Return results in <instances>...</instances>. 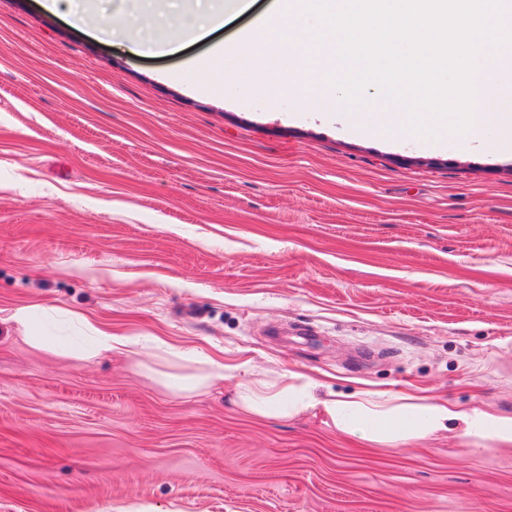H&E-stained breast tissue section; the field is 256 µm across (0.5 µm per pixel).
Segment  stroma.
Segmentation results:
<instances>
[{"mask_svg": "<svg viewBox=\"0 0 512 512\" xmlns=\"http://www.w3.org/2000/svg\"><path fill=\"white\" fill-rule=\"evenodd\" d=\"M134 54L41 0H0V512H512V446L450 430L380 448L258 419L245 375L512 414V157L382 139L223 62ZM134 336L136 356L32 347L19 308ZM222 359L176 392L157 341ZM197 362L206 366L201 374L196 376L178 377L171 373H163L158 377L159 384L165 387L181 390L182 387L178 382L183 381L184 389L188 391H200L223 382L224 369L226 368L224 366V362H219L213 359H202Z\"/></svg>", "mask_w": 512, "mask_h": 512, "instance_id": "35a3bbf8", "label": "stroma"}]
</instances>
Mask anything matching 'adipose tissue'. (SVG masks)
<instances>
[{"mask_svg":"<svg viewBox=\"0 0 512 512\" xmlns=\"http://www.w3.org/2000/svg\"><path fill=\"white\" fill-rule=\"evenodd\" d=\"M94 2L83 0L85 8L77 15V22L92 21L97 30L112 33L133 53L148 46L158 53L177 51L181 42L205 38L222 29L226 18L247 13L254 6V0H193L184 7L183 18L171 25L161 23L153 0H146L139 14L113 24L96 13ZM36 313L35 307L27 306L11 316L36 347L86 357L103 351L123 353L132 345L129 337L96 326L82 343L75 345L56 336H41L32 331ZM233 402L245 413L283 421L313 411L326 424L385 447L453 427L478 442L512 445V415L479 408L458 410L444 401L392 396L380 391H331L322 395L311 378L291 371L273 377L242 379L236 385Z\"/></svg>","mask_w":512,"mask_h":512,"instance_id":"adipose-tissue-1","label":"adipose tissue"}]
</instances>
